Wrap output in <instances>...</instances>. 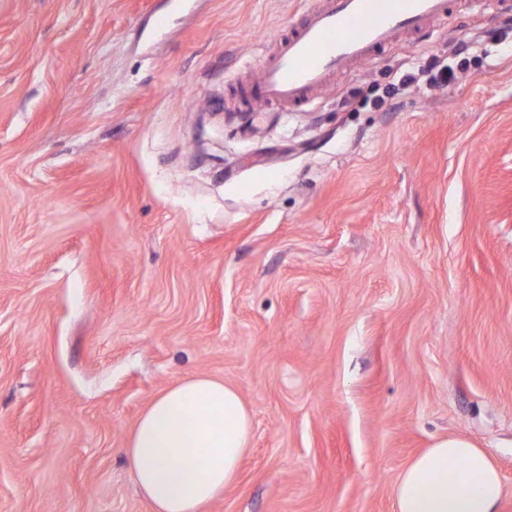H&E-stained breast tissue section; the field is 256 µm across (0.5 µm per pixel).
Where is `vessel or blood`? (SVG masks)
<instances>
[{
	"label": "vessel or blood",
	"mask_w": 512,
	"mask_h": 512,
	"mask_svg": "<svg viewBox=\"0 0 512 512\" xmlns=\"http://www.w3.org/2000/svg\"><path fill=\"white\" fill-rule=\"evenodd\" d=\"M448 12V0H317L297 28L275 37V51L256 76L235 84L238 109L263 104L297 111L334 75Z\"/></svg>",
	"instance_id": "1"
}]
</instances>
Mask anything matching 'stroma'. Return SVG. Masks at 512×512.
<instances>
[{"label":"stroma","instance_id":"35a3bbf8","mask_svg":"<svg viewBox=\"0 0 512 512\" xmlns=\"http://www.w3.org/2000/svg\"><path fill=\"white\" fill-rule=\"evenodd\" d=\"M314 4L0 0V512H150L122 448L194 375L253 418L202 512H393L443 436L512 512V9L235 113Z\"/></svg>","mask_w":512,"mask_h":512}]
</instances>
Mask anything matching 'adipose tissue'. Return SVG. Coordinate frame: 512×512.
<instances>
[{
    "instance_id": "ef3b65f1",
    "label": "adipose tissue",
    "mask_w": 512,
    "mask_h": 512,
    "mask_svg": "<svg viewBox=\"0 0 512 512\" xmlns=\"http://www.w3.org/2000/svg\"><path fill=\"white\" fill-rule=\"evenodd\" d=\"M251 413L222 380L196 376L154 397L123 454L152 512H201L239 476ZM501 473L486 450L445 437L411 459L393 487L395 512H500Z\"/></svg>"
}]
</instances>
